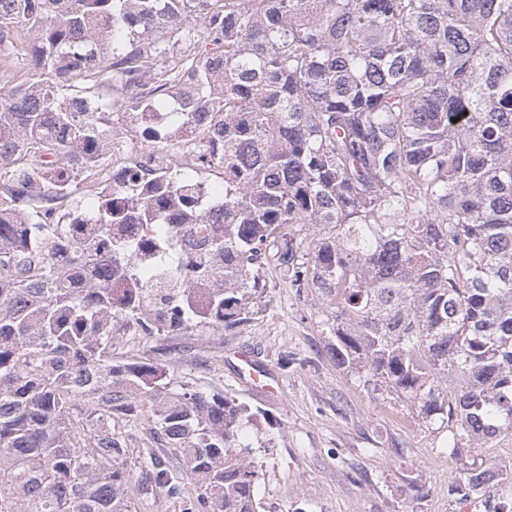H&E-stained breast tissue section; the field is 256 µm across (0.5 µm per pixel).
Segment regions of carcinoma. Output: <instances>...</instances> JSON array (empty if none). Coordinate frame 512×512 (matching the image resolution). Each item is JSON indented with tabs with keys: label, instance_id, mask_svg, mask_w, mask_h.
Wrapping results in <instances>:
<instances>
[{
	"label": "carcinoma",
	"instance_id": "cac0c4a2",
	"mask_svg": "<svg viewBox=\"0 0 512 512\" xmlns=\"http://www.w3.org/2000/svg\"><path fill=\"white\" fill-rule=\"evenodd\" d=\"M111 110L160 113L151 147L203 145L92 196L62 245ZM102 242L118 295L89 265ZM270 267L336 300V363L451 426V451L512 431V0H0V512H131L112 423L144 412L182 464L151 452L138 485L255 512L246 409L112 365V322L240 326ZM480 478L464 463L454 491Z\"/></svg>",
	"mask_w": 512,
	"mask_h": 512
}]
</instances>
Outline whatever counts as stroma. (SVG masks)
I'll return each mask as SVG.
<instances>
[{"label":"stroma","instance_id":"1","mask_svg":"<svg viewBox=\"0 0 512 512\" xmlns=\"http://www.w3.org/2000/svg\"><path fill=\"white\" fill-rule=\"evenodd\" d=\"M265 280L266 304L244 325L148 338L118 322L112 338L113 364L151 358L171 391L186 385L247 408L249 441H274L254 488L258 512H498L512 503V433L449 454L447 429L337 365L335 305L279 270ZM465 461L485 474L479 498L451 489Z\"/></svg>","mask_w":512,"mask_h":512}]
</instances>
